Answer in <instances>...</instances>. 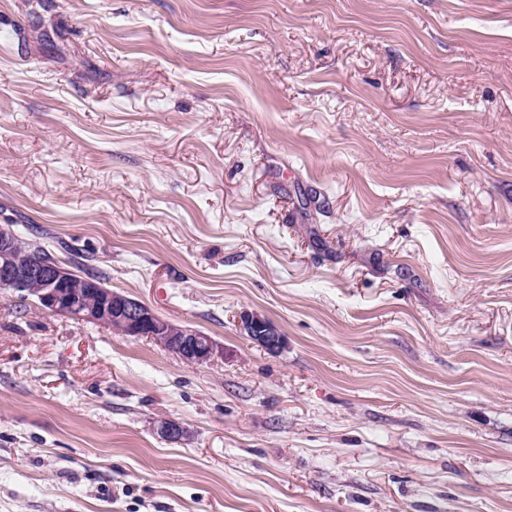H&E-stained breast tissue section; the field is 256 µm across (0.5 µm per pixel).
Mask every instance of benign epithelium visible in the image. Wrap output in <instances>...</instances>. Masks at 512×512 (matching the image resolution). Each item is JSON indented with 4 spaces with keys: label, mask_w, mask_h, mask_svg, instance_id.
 <instances>
[{
    "label": "benign epithelium",
    "mask_w": 512,
    "mask_h": 512,
    "mask_svg": "<svg viewBox=\"0 0 512 512\" xmlns=\"http://www.w3.org/2000/svg\"><path fill=\"white\" fill-rule=\"evenodd\" d=\"M22 237L15 225L0 224V288L32 291L42 310L77 321L104 324L126 336L153 338L189 365L211 361L223 348L203 332L161 318L141 301L88 276H79L67 262H45L21 251ZM241 331L258 347L279 353L285 344L277 327L265 317L245 313ZM158 432L170 442L186 439L179 422L160 421Z\"/></svg>",
    "instance_id": "benign-epithelium-1"
}]
</instances>
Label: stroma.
<instances>
[{"instance_id":"obj_1","label":"stroma","mask_w":512,"mask_h":512,"mask_svg":"<svg viewBox=\"0 0 512 512\" xmlns=\"http://www.w3.org/2000/svg\"><path fill=\"white\" fill-rule=\"evenodd\" d=\"M7 220L224 351L0 290V512H512V0H0ZM241 331L258 347L271 354L279 353L285 344L277 327L265 317L244 313L240 318Z\"/></svg>"}]
</instances>
